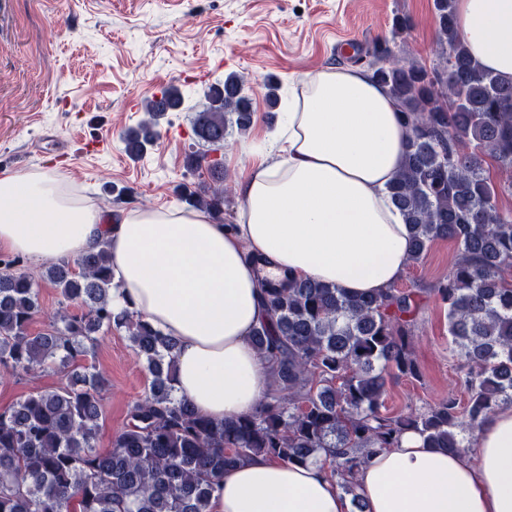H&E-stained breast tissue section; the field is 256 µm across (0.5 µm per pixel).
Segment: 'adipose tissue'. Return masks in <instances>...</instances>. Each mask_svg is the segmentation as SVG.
Listing matches in <instances>:
<instances>
[{"instance_id":"ef3b65f1","label":"adipose tissue","mask_w":512,"mask_h":512,"mask_svg":"<svg viewBox=\"0 0 512 512\" xmlns=\"http://www.w3.org/2000/svg\"><path fill=\"white\" fill-rule=\"evenodd\" d=\"M457 28L480 65L512 79V0H456ZM408 130L389 93L353 68L309 74L239 184L237 223L177 206L112 216L69 198L56 178L0 176V251L35 262L107 244L114 310L141 315L176 343L178 395L221 422L252 412L267 360L251 342L266 280L311 279L377 295L400 279L410 229L388 186ZM365 512H512V405L489 414L473 452L426 447L414 431L355 477ZM209 512H352L320 459L267 455L215 477Z\"/></svg>"}]
</instances>
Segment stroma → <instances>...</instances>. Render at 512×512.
I'll list each match as a JSON object with an SVG mask.
<instances>
[{"mask_svg":"<svg viewBox=\"0 0 512 512\" xmlns=\"http://www.w3.org/2000/svg\"><path fill=\"white\" fill-rule=\"evenodd\" d=\"M399 17L411 28L396 39ZM436 31L433 0H0V174L57 173L89 204L116 214L180 205L178 184L212 182L208 170L183 165L187 154L207 151L193 132L195 114L208 104L207 88L235 73L247 82L255 116L219 154L231 187L224 220L233 224L236 187L254 163L240 143L263 141L292 85L338 64L365 70L364 49L377 40L390 41L404 60L433 66ZM269 80L277 87L273 107ZM172 86L184 105L160 119V138L144 156L130 158L125 132L144 119L143 105L159 88ZM458 250L449 240L432 242L399 288L445 276ZM414 352L421 377L390 375L387 412L451 395L465 401L464 362L449 349L447 309L436 295L420 301ZM88 361L109 381L97 440L105 448L151 377L122 331L101 333ZM65 382L51 369L21 377L0 371V407Z\"/></svg>","mask_w":512,"mask_h":512,"instance_id":"stroma-1","label":"stroma"}]
</instances>
